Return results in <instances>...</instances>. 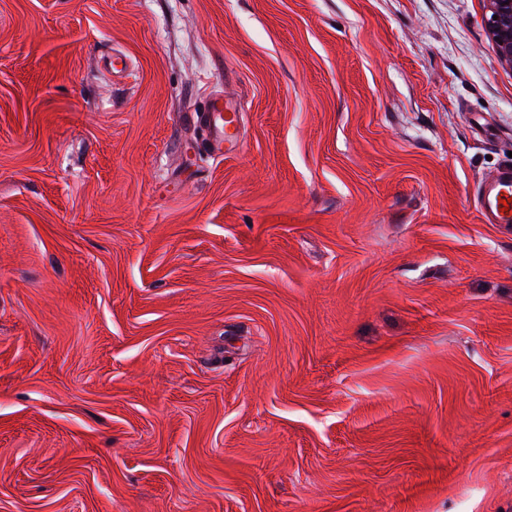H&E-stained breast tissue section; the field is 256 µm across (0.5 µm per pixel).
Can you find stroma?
I'll list each match as a JSON object with an SVG mask.
<instances>
[{"mask_svg": "<svg viewBox=\"0 0 512 512\" xmlns=\"http://www.w3.org/2000/svg\"><path fill=\"white\" fill-rule=\"evenodd\" d=\"M486 20L0 0V512H512ZM202 114L194 112L196 123L204 117L205 121H212L211 144L212 149L225 154L236 153L242 145L241 136V109L236 101L213 98Z\"/></svg>", "mask_w": 512, "mask_h": 512, "instance_id": "35a3bbf8", "label": "stroma"}]
</instances>
